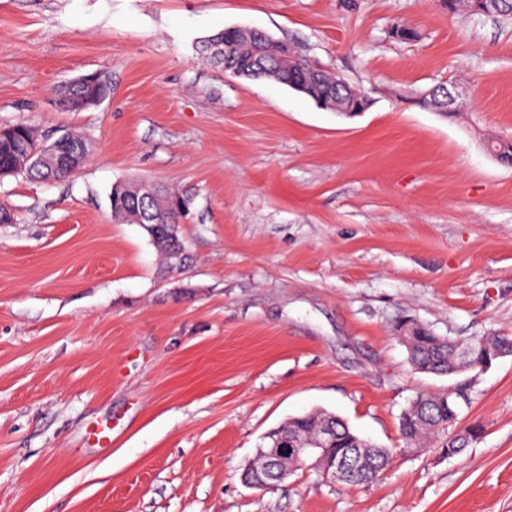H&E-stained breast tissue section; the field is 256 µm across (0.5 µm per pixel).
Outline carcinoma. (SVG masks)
Returning a JSON list of instances; mask_svg holds the SVG:
<instances>
[{
    "label": "carcinoma",
    "instance_id": "cac0c4a2",
    "mask_svg": "<svg viewBox=\"0 0 512 512\" xmlns=\"http://www.w3.org/2000/svg\"><path fill=\"white\" fill-rule=\"evenodd\" d=\"M199 51L216 66L238 74L243 79L269 78L288 87L303 80L308 84V97L320 106L351 109L366 98L360 89L330 76L302 55L294 52L291 56L282 58L272 52L267 40L258 36L240 35L235 27H225L202 40ZM109 88L111 85L101 75L96 74L92 81L78 87V92L86 97H95ZM35 138L37 135L33 128L25 123L0 126V168L12 167L19 174L43 181L68 177V173L60 170L51 157L46 159L44 168L39 172L21 168L20 147L27 140ZM120 193L122 190L119 189L117 194L109 196L112 221L116 224L138 223L137 214L133 210L117 205ZM188 208V197L168 190L159 191L151 204V210L159 214L160 222L165 224L181 223ZM491 344L488 351L474 342L468 344L472 361L483 363L493 359L497 349L511 350L512 336L494 334L491 336ZM414 359L428 365L437 375L454 374L455 360L452 352L438 347L428 329L423 330L422 335L415 341ZM458 416V404L448 394L420 393L400 417L401 438L410 446L428 434L456 425ZM325 420L331 421L338 440L337 445L330 449V464L338 463L346 448L365 449V471L348 481V485L356 486L380 480L390 464L392 451L361 437L349 424L335 418L333 413L319 411L315 416L308 413L294 417L279 428V433L288 434L298 430L313 436L318 433L319 425ZM477 433V429L471 428L448 441V455L461 453Z\"/></svg>",
    "mask_w": 512,
    "mask_h": 512
}]
</instances>
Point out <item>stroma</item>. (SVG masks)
Here are the masks:
<instances>
[{"label": "stroma", "mask_w": 512, "mask_h": 512, "mask_svg": "<svg viewBox=\"0 0 512 512\" xmlns=\"http://www.w3.org/2000/svg\"><path fill=\"white\" fill-rule=\"evenodd\" d=\"M228 25L292 44L368 108L201 60ZM92 71L111 96L62 111L57 86ZM438 84L454 116L420 106ZM16 122L93 153L64 179H0V512H512V356L423 373L397 331L512 334V166L485 148L512 140V19L444 0H0V125ZM140 181L191 196L182 263L113 223V185ZM422 392L479 426L462 454L445 431L402 442ZM317 409L391 448L384 476L244 485L263 436Z\"/></svg>", "instance_id": "stroma-1"}]
</instances>
